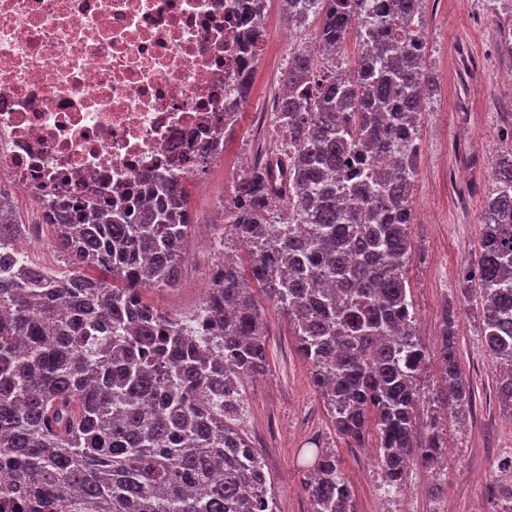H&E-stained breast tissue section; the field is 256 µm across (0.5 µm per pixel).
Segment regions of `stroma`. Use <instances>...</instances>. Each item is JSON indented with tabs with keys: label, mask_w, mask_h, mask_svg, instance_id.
I'll return each instance as SVG.
<instances>
[{
	"label": "stroma",
	"mask_w": 512,
	"mask_h": 512,
	"mask_svg": "<svg viewBox=\"0 0 512 512\" xmlns=\"http://www.w3.org/2000/svg\"><path fill=\"white\" fill-rule=\"evenodd\" d=\"M423 20L434 88L421 115V160L414 191L407 272L417 312V333L426 349L422 371V422L437 419L448 445L440 465H412L401 491L385 493L376 461V439L351 448L340 440L324 399L316 392L308 362L297 351L288 316L268 301L260 310L266 327L268 370L243 383L238 425L260 452L282 512H312L302 486L315 448L334 449L351 485L354 512H489L488 490L500 458L512 453V413L500 404L498 373L484 345L481 305L460 283L477 261L479 216L491 187V164L500 149L502 113L512 112V95L502 76L512 61L500 55L499 27L486 0H425ZM287 20L280 0L267 15V50L237 124L226 135L224 157L200 185H188L189 208L206 217L221 211L225 197L253 159L278 139L258 132L255 119L279 94L288 55L309 41L312 29H297L291 43L281 34ZM245 257L235 239L224 248L201 250L190 237L188 261L176 287L151 289L145 299L171 314L188 316L201 305L211 274L225 253ZM457 316L456 338L469 404L433 413L429 397L442 390L438 354L446 311Z\"/></svg>",
	"instance_id": "stroma-1"
}]
</instances>
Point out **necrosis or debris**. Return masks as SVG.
Instances as JSON below:
<instances>
[{"instance_id": "1", "label": "necrosis or debris", "mask_w": 512, "mask_h": 512, "mask_svg": "<svg viewBox=\"0 0 512 512\" xmlns=\"http://www.w3.org/2000/svg\"><path fill=\"white\" fill-rule=\"evenodd\" d=\"M252 2L0 0V186L49 224L146 174L198 181L265 51L242 36Z\"/></svg>"}]
</instances>
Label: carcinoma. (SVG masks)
<instances>
[{"mask_svg":"<svg viewBox=\"0 0 512 512\" xmlns=\"http://www.w3.org/2000/svg\"><path fill=\"white\" fill-rule=\"evenodd\" d=\"M425 0H284L288 24L317 21L288 60L266 152L224 200V228L250 249L224 258L184 319L146 302L187 261L184 188L151 175L130 205L82 197L51 225L78 270L59 275L14 252L25 225L0 201V478L16 512H281L259 451L235 427L245 379L266 366L252 285L288 314L298 350L351 448L376 436L382 481L399 490L413 461L435 465L436 425L414 413L426 358L407 293L419 118L433 91ZM354 42L353 54L348 43ZM481 212L483 336L512 410V113ZM443 390L469 398L455 316L443 318ZM493 512H512V459ZM313 512H353L336 452L305 473Z\"/></svg>","mask_w":512,"mask_h":512,"instance_id":"cac0c4a2","label":"carcinoma"}]
</instances>
